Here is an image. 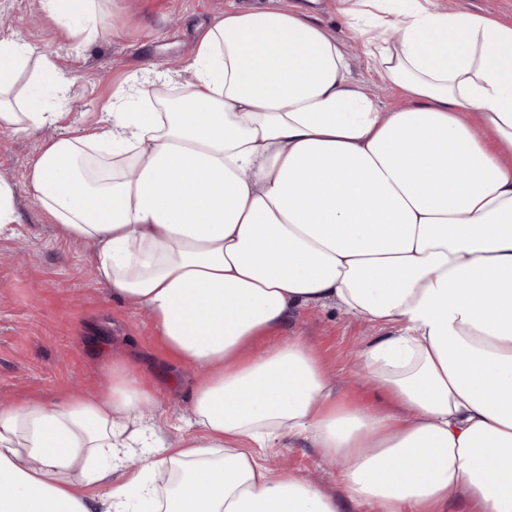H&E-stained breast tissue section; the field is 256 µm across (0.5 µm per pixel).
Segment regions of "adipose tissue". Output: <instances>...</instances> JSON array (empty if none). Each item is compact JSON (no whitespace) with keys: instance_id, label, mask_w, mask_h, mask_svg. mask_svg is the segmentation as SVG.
Returning a JSON list of instances; mask_svg holds the SVG:
<instances>
[{"instance_id":"adipose-tissue-1","label":"adipose tissue","mask_w":512,"mask_h":512,"mask_svg":"<svg viewBox=\"0 0 512 512\" xmlns=\"http://www.w3.org/2000/svg\"><path fill=\"white\" fill-rule=\"evenodd\" d=\"M77 45L97 0H40ZM378 80L291 0L226 7L179 80L149 65L96 132L44 143L25 184L97 277L146 309L195 372L189 434L144 414L157 389L125 362L95 395L0 410V512H512V20L443 0H336ZM49 56L0 38V131L57 115ZM95 148L112 175L85 173ZM332 304L388 328L361 353L387 407L340 396L305 337L251 350L291 310ZM305 437L340 468L329 491L271 468ZM140 465L109 483L132 449Z\"/></svg>"}]
</instances>
